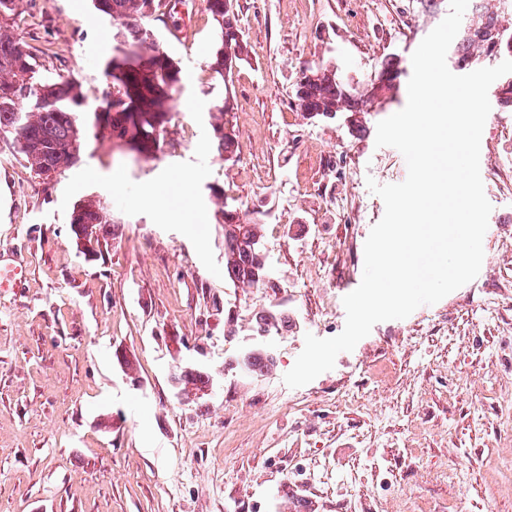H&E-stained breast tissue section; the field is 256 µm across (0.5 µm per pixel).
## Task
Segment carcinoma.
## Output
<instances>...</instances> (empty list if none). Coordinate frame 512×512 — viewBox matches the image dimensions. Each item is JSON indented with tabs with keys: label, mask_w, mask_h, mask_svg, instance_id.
<instances>
[{
	"label": "carcinoma",
	"mask_w": 512,
	"mask_h": 512,
	"mask_svg": "<svg viewBox=\"0 0 512 512\" xmlns=\"http://www.w3.org/2000/svg\"><path fill=\"white\" fill-rule=\"evenodd\" d=\"M22 0H0V133L9 135L11 147L43 179L74 167L81 150L92 139L123 142L136 154L154 157L165 145L166 125L176 96L184 90L182 68L159 44L149 21L160 18L166 0H92L93 8L112 19V41L119 53L103 66L104 89L94 107L86 104L82 85L61 75L44 73L34 47L20 37L12 17ZM214 21L208 67L214 79L224 82L229 64L248 54L244 41H224V30L238 28L228 0H207ZM512 0H496L493 7H471L451 48L455 67L471 68L495 54L512 56ZM404 71L388 56L375 73L355 81L328 63L307 69L297 82L296 107L310 118L343 114L352 118L350 129L365 130L369 107L392 98ZM212 141L218 153L230 160L239 146L229 122L215 119ZM224 277L234 283L264 286L270 283L262 248L260 224L241 216L238 206L224 202ZM114 223L112 208L97 198L73 207L70 229L75 243L96 245ZM270 363L259 352L243 357L241 369L262 370Z\"/></svg>",
	"instance_id": "obj_1"
}]
</instances>
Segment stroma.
Here are the masks:
<instances>
[{
  "label": "stroma",
  "mask_w": 512,
  "mask_h": 512,
  "mask_svg": "<svg viewBox=\"0 0 512 512\" xmlns=\"http://www.w3.org/2000/svg\"><path fill=\"white\" fill-rule=\"evenodd\" d=\"M18 31L48 73L100 95L110 21L90 0H23ZM248 55L228 85L239 153L212 145L220 91L208 67L207 0H170L152 27L186 76L155 158L106 140L43 182L0 136V512H512V111L492 107L480 173L493 209L478 276L402 320L377 323L332 370L284 375L306 334L345 326L364 244L384 214L366 184L399 183L402 154L366 129L308 118L301 70L333 62L362 79L410 61L448 14L417 0H234ZM160 187L153 203L143 190ZM106 199L97 257L70 234L83 199ZM262 213L272 287L224 278L219 198ZM280 307L283 335L255 312ZM251 351L270 354L243 375ZM209 382L173 387V372Z\"/></svg>",
  "instance_id": "obj_1"
}]
</instances>
